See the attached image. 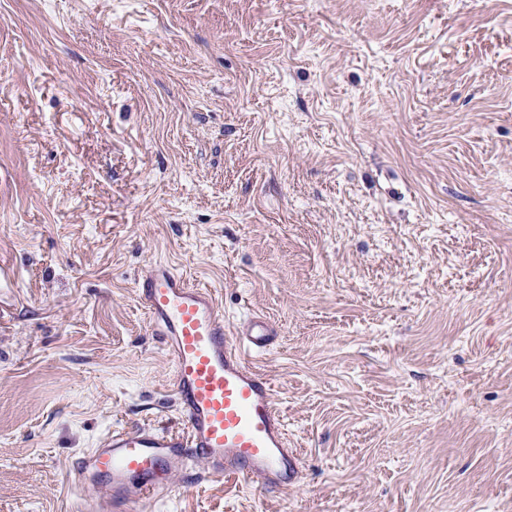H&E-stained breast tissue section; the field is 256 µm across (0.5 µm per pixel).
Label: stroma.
<instances>
[{"label":"stroma","instance_id":"35a3bbf8","mask_svg":"<svg viewBox=\"0 0 512 512\" xmlns=\"http://www.w3.org/2000/svg\"><path fill=\"white\" fill-rule=\"evenodd\" d=\"M156 260L275 323L302 474L151 512H512V0H0V512L181 429Z\"/></svg>","mask_w":512,"mask_h":512}]
</instances>
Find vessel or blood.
Wrapping results in <instances>:
<instances>
[{
    "label": "vessel or blood",
    "instance_id": "1",
    "mask_svg": "<svg viewBox=\"0 0 512 512\" xmlns=\"http://www.w3.org/2000/svg\"><path fill=\"white\" fill-rule=\"evenodd\" d=\"M135 288L171 358L184 428L177 434L121 428L101 437L76 463L84 512H100L101 488L114 512H141L166 493L165 476L196 462L214 479L281 491L296 486L301 462L288 443L274 385L248 360L272 345L273 323L254 314L225 327L215 293L191 285L166 261L145 266Z\"/></svg>",
    "mask_w": 512,
    "mask_h": 512
}]
</instances>
